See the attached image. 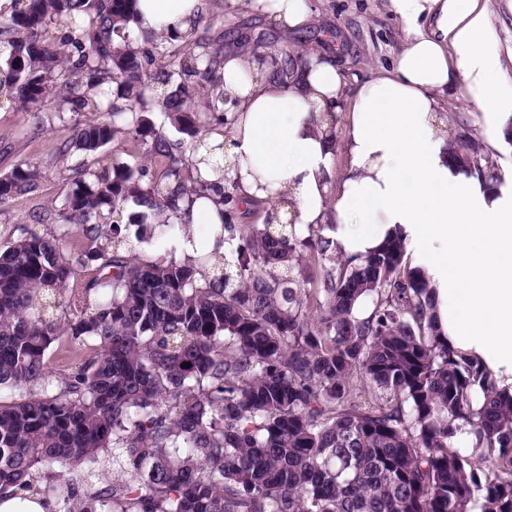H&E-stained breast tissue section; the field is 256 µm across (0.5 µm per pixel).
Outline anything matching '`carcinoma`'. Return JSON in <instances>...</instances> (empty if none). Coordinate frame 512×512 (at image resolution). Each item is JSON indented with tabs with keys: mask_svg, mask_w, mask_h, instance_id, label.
<instances>
[{
	"mask_svg": "<svg viewBox=\"0 0 512 512\" xmlns=\"http://www.w3.org/2000/svg\"><path fill=\"white\" fill-rule=\"evenodd\" d=\"M136 4H0V97L29 135L51 114L71 123L58 158L79 173L33 217L83 237L73 261L35 232L0 252V389L20 392L0 400V493L44 496L68 465L53 512H512V391L440 338L401 233L354 263L322 224L242 223L258 208L204 135L229 124L212 35L224 0L176 42ZM448 123L450 160L499 186L471 119ZM40 178L26 162L0 174V207ZM208 190L223 198L224 253L133 254L124 225L184 232L177 201ZM88 261L100 265L78 302L70 282ZM63 336L92 349L55 381L47 351ZM103 457L112 479L92 485Z\"/></svg>",
	"mask_w": 512,
	"mask_h": 512,
	"instance_id": "1",
	"label": "carcinoma"
}]
</instances>
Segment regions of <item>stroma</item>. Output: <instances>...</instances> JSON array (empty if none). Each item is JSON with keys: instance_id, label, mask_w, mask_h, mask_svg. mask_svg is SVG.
Listing matches in <instances>:
<instances>
[{"instance_id": "1", "label": "stroma", "mask_w": 512, "mask_h": 512, "mask_svg": "<svg viewBox=\"0 0 512 512\" xmlns=\"http://www.w3.org/2000/svg\"><path fill=\"white\" fill-rule=\"evenodd\" d=\"M504 59V77L512 81V0H485ZM313 21L288 32L275 28L264 17L228 10L225 27L236 28L256 56L277 53L282 48L303 53L320 49L336 51L344 66L347 83L362 82L390 69L405 46L402 21L388 9V0H310ZM28 117L11 107L0 108V173L26 161L39 167L41 179L36 198L18 197L0 208V225L15 235L28 231L57 234L56 224H38L30 212L40 205L59 204L75 173L58 162L56 148L66 139L69 125L55 123L52 130L29 137Z\"/></svg>"}]
</instances>
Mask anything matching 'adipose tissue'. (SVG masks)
Masks as SVG:
<instances>
[{"label": "adipose tissue", "instance_id": "adipose-tissue-1", "mask_svg": "<svg viewBox=\"0 0 512 512\" xmlns=\"http://www.w3.org/2000/svg\"><path fill=\"white\" fill-rule=\"evenodd\" d=\"M200 0H138L143 25L184 32ZM288 30L309 0H248ZM406 26L393 69L346 94L329 52L293 53L288 81L249 54L224 58L235 102L224 165L259 222L332 223L338 254L363 258L402 233L435 290L441 334L512 389V177L492 188L448 160L436 93L458 85L491 143L512 127V82L481 0H389Z\"/></svg>", "mask_w": 512, "mask_h": 512}]
</instances>
